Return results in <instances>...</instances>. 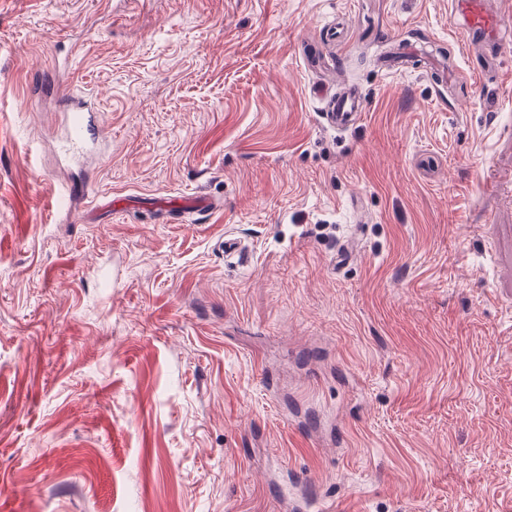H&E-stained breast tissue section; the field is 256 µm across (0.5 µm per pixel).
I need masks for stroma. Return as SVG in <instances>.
<instances>
[{
	"instance_id": "stroma-1",
	"label": "stroma",
	"mask_w": 512,
	"mask_h": 512,
	"mask_svg": "<svg viewBox=\"0 0 512 512\" xmlns=\"http://www.w3.org/2000/svg\"><path fill=\"white\" fill-rule=\"evenodd\" d=\"M459 34L448 0H0V512H512V37ZM330 110L326 112V120L336 131H345L360 119L363 112V98L356 89H348L332 95ZM93 112H97L83 97L72 95L70 108L65 113V137L62 149L65 153L75 154L90 148V131L94 123Z\"/></svg>"
}]
</instances>
